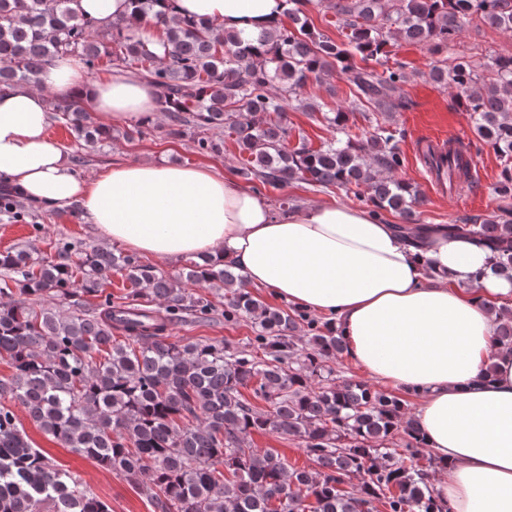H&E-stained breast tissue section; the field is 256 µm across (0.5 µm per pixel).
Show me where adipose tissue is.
<instances>
[{
    "instance_id": "adipose-tissue-1",
    "label": "adipose tissue",
    "mask_w": 512,
    "mask_h": 512,
    "mask_svg": "<svg viewBox=\"0 0 512 512\" xmlns=\"http://www.w3.org/2000/svg\"><path fill=\"white\" fill-rule=\"evenodd\" d=\"M97 28L129 22L154 44L156 21L129 0H79ZM285 0H170L168 18H207L245 34L276 27ZM80 99L100 124L157 117L154 88L123 72L91 79L56 58L27 85L0 91V178L26 199L79 204L104 239L175 263L234 264L246 286L330 315L347 356L376 382L411 394L432 457L435 494L452 512H512V352L495 346L490 307L512 301L493 250L447 230L422 239L335 200L276 209L207 165L119 162L78 177L47 135V96Z\"/></svg>"
}]
</instances>
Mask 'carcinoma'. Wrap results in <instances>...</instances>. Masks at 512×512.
<instances>
[{"label":"carcinoma","instance_id":"obj_1","mask_svg":"<svg viewBox=\"0 0 512 512\" xmlns=\"http://www.w3.org/2000/svg\"><path fill=\"white\" fill-rule=\"evenodd\" d=\"M160 2L131 0L133 12L154 14L163 30L161 56L122 21L106 32L92 27L77 0H0V89L30 83L61 55L90 72L105 56L156 88L167 137L190 138L203 156L234 138L246 155L238 173L253 189L293 180L346 192L364 186L373 212L398 213L405 224L397 228L417 237L419 190L395 176L404 158L393 96L410 79L392 57L399 37L433 56L430 78L471 113L503 163L499 192L512 196V54L477 59L455 50L475 19L511 33L512 0H317L336 13L340 43L311 27V0H287L289 23L248 35L202 18L172 23L156 10ZM337 72L348 75L371 130L339 108L323 114L335 137L288 147L287 110H314L303 90ZM47 109L86 148L143 136L153 124L106 128L74 99L51 96ZM471 165L448 151V183L468 177ZM17 196L0 188V216L24 223ZM443 228L491 244L494 269L512 279V209ZM114 273L131 285L119 297L105 289ZM243 280L233 266L195 258L171 276L107 243L66 237L47 253L31 244L0 251V360L12 368L0 376V512H112L32 445L16 404L49 439L145 491L152 512H451L431 487L432 465L420 463L425 444L404 396L337 382L332 364L347 347L330 320L272 306ZM195 287L221 294L211 299ZM219 315L226 324L251 321L243 347L172 339V327ZM254 433L301 441L315 468L253 447Z\"/></svg>","mask_w":512,"mask_h":512}]
</instances>
